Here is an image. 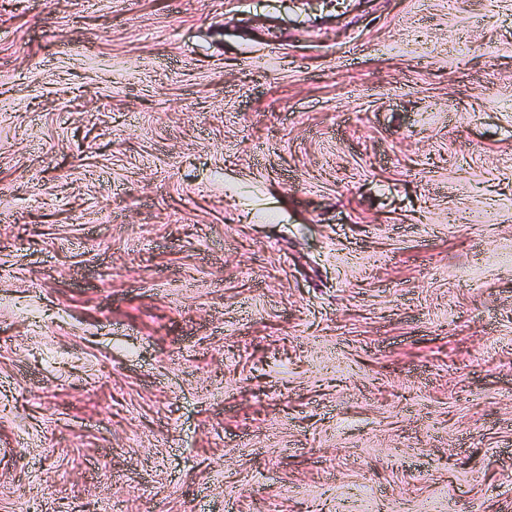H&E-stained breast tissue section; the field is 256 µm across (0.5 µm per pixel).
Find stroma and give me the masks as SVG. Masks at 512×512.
<instances>
[{
    "label": "stroma",
    "instance_id": "obj_1",
    "mask_svg": "<svg viewBox=\"0 0 512 512\" xmlns=\"http://www.w3.org/2000/svg\"><path fill=\"white\" fill-rule=\"evenodd\" d=\"M0 512H512V0H0Z\"/></svg>",
    "mask_w": 512,
    "mask_h": 512
}]
</instances>
